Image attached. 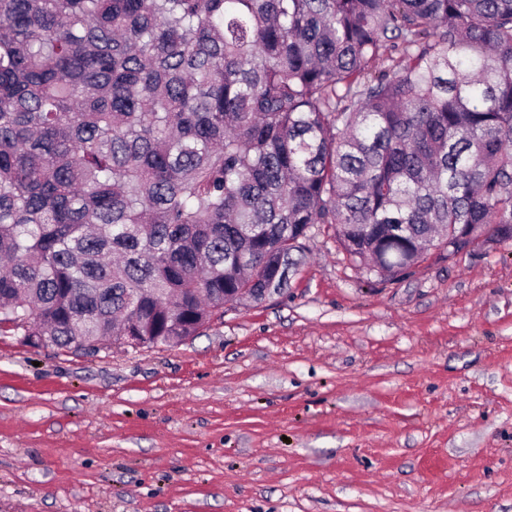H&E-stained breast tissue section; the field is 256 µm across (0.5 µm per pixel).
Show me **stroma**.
Returning <instances> with one entry per match:
<instances>
[{"instance_id": "stroma-1", "label": "stroma", "mask_w": 512, "mask_h": 512, "mask_svg": "<svg viewBox=\"0 0 512 512\" xmlns=\"http://www.w3.org/2000/svg\"><path fill=\"white\" fill-rule=\"evenodd\" d=\"M0 512H512V245L390 280L321 225L178 346L0 336Z\"/></svg>"}]
</instances>
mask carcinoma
<instances>
[{
	"label": "carcinoma",
	"mask_w": 512,
	"mask_h": 512,
	"mask_svg": "<svg viewBox=\"0 0 512 512\" xmlns=\"http://www.w3.org/2000/svg\"><path fill=\"white\" fill-rule=\"evenodd\" d=\"M334 226L512 241V0H0V335L173 347Z\"/></svg>",
	"instance_id": "cac0c4a2"
}]
</instances>
